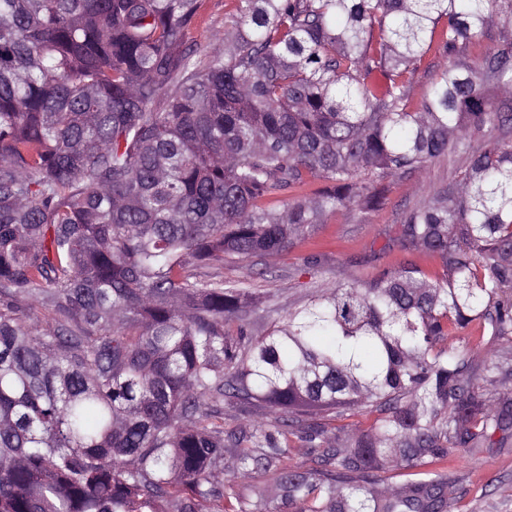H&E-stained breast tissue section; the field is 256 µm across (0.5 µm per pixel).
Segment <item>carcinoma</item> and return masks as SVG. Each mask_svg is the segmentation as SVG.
<instances>
[{"label":"carcinoma","mask_w":512,"mask_h":512,"mask_svg":"<svg viewBox=\"0 0 512 512\" xmlns=\"http://www.w3.org/2000/svg\"><path fill=\"white\" fill-rule=\"evenodd\" d=\"M201 6L0 0V512H280L224 494L226 453L291 512H447L448 455L512 428L446 346L512 335V0H235L204 54ZM441 159L395 244L442 278L339 281L258 334L243 283L197 274ZM356 409L349 446L318 419Z\"/></svg>","instance_id":"carcinoma-1"}]
</instances>
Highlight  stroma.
<instances>
[{
    "mask_svg": "<svg viewBox=\"0 0 512 512\" xmlns=\"http://www.w3.org/2000/svg\"><path fill=\"white\" fill-rule=\"evenodd\" d=\"M447 162L433 164L423 179L397 182L387 206L365 216L342 210L327 217L325 223L309 228L288 252L250 259H228L223 265L209 267L212 275L228 282H244L260 297L264 307L278 313L303 305L311 294V282L332 283L348 276L369 279L380 270L415 260L429 276L443 274L439 259L411 256L394 246L399 232V218L406 206L420 196V184L439 185L447 182ZM318 263L309 273L301 267L308 257ZM453 345L479 348L473 362L475 385L485 386L483 352H491L500 366H512V341L492 336L476 339L470 332L452 337ZM448 474L455 486L450 492L453 512H512V438L502 448H480L458 452L452 457Z\"/></svg>",
    "mask_w": 512,
    "mask_h": 512,
    "instance_id": "35a3bbf8",
    "label": "stroma"
}]
</instances>
